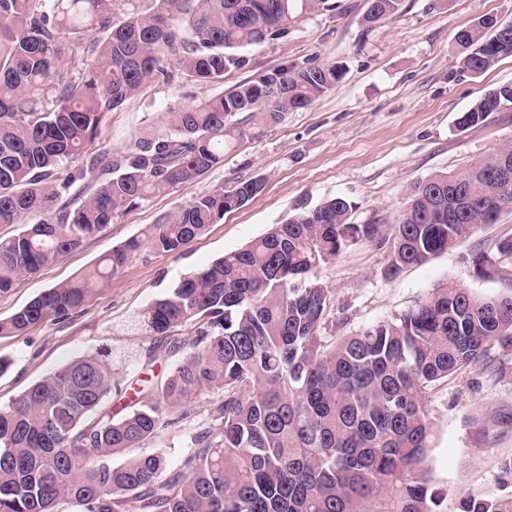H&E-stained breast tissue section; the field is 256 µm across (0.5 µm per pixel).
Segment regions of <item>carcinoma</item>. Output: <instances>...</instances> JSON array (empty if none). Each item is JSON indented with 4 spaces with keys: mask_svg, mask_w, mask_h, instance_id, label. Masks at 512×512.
<instances>
[{
    "mask_svg": "<svg viewBox=\"0 0 512 512\" xmlns=\"http://www.w3.org/2000/svg\"><path fill=\"white\" fill-rule=\"evenodd\" d=\"M401 0H369L365 22L393 18ZM330 0H0V293L82 245L120 212L191 182L288 110L343 76L335 63L286 65L231 91L168 112L165 125L120 156L95 150L100 122L148 81L177 68L219 82L244 66L237 51L284 36ZM460 64L481 74L512 56V23L484 14L457 33ZM512 104V84L458 118L466 129ZM93 190L62 194L85 179ZM265 179L237 180L153 225L147 244L178 252ZM512 207V146L467 170L414 185L394 224H352L342 197L302 210L262 237L183 278L143 317L175 367L112 416V370L85 356L0 407V512H442L447 490L426 463L429 390L490 351L512 350V294L442 283L390 320L325 344L331 292L311 277L343 250L385 249V273L456 247ZM141 247L131 240L81 277L43 290L0 322L17 332L82 306L91 288ZM474 276L512 266V235L476 250ZM189 325V342L174 330ZM212 394L207 426L174 468L162 452H129L159 437L173 409ZM118 457L115 464L112 459ZM459 512H512V494L464 493Z\"/></svg>",
    "mask_w": 512,
    "mask_h": 512,
    "instance_id": "1",
    "label": "carcinoma"
}]
</instances>
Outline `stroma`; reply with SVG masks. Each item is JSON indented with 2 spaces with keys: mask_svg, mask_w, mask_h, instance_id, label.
<instances>
[{
  "mask_svg": "<svg viewBox=\"0 0 512 512\" xmlns=\"http://www.w3.org/2000/svg\"><path fill=\"white\" fill-rule=\"evenodd\" d=\"M367 8V0H335L333 10L308 15L288 35L243 48L247 66L225 72L223 81L149 82L104 115L99 143L116 155L134 137L161 126L169 109L207 101L284 65L335 62L344 70L309 107L287 112L258 138L237 143L195 181L149 197L81 247L0 293V321H5L44 289L84 274L113 248L145 240L152 224L192 197L242 178L266 181L261 194L226 213L181 253L142 250L69 315L0 334V357L9 361L0 373V406L65 364L108 349L119 383L110 396L112 412L125 414L142 379L166 374L177 362L160 348L159 337L135 327L133 319L185 276L329 198L352 202L351 223H392L416 183L464 171L512 144V105L478 126H457L461 113L485 92L512 84V57L470 75L458 67L456 42L457 32L480 15L512 21V0H401L394 18L372 27L364 21ZM510 235L512 208L456 248L394 276L385 274V252L375 245L344 250L316 272L334 301L321 330L324 342L391 319L446 281L483 295L511 293L512 274L478 279L469 265L472 250L493 247ZM490 358L503 365L502 375L472 368L437 383L428 394L433 434L427 460L434 482L448 492L443 512H459V494L498 488L501 463L512 458V351L495 348ZM206 408V401L193 403L190 417L164 430L148 450L180 462Z\"/></svg>",
  "mask_w": 512,
  "mask_h": 512,
  "instance_id": "stroma-1",
  "label": "stroma"
}]
</instances>
